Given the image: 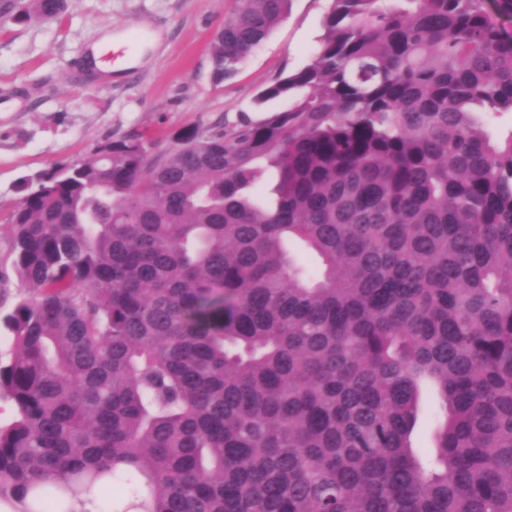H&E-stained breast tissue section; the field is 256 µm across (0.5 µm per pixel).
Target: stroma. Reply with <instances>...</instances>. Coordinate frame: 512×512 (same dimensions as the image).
Returning a JSON list of instances; mask_svg holds the SVG:
<instances>
[{"label": "stroma", "mask_w": 512, "mask_h": 512, "mask_svg": "<svg viewBox=\"0 0 512 512\" xmlns=\"http://www.w3.org/2000/svg\"><path fill=\"white\" fill-rule=\"evenodd\" d=\"M327 5L291 0L286 18L221 82L209 46L235 0H67L61 17L0 27V314L20 295L7 218L25 179L85 157L108 137L143 132L162 154L181 128L284 109L285 101L261 104L257 95L310 63ZM134 29L147 40L130 43ZM106 34L120 41L108 79L88 61Z\"/></svg>", "instance_id": "stroma-1"}]
</instances>
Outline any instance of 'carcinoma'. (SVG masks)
<instances>
[{
    "label": "carcinoma",
    "mask_w": 512,
    "mask_h": 512,
    "mask_svg": "<svg viewBox=\"0 0 512 512\" xmlns=\"http://www.w3.org/2000/svg\"><path fill=\"white\" fill-rule=\"evenodd\" d=\"M221 82L290 0H237ZM329 0L259 121L106 139L9 216L0 503L512 512V37L488 0ZM8 0L0 24L63 13ZM314 254L304 265L290 244ZM444 413L413 445L421 392Z\"/></svg>",
    "instance_id": "1"
}]
</instances>
